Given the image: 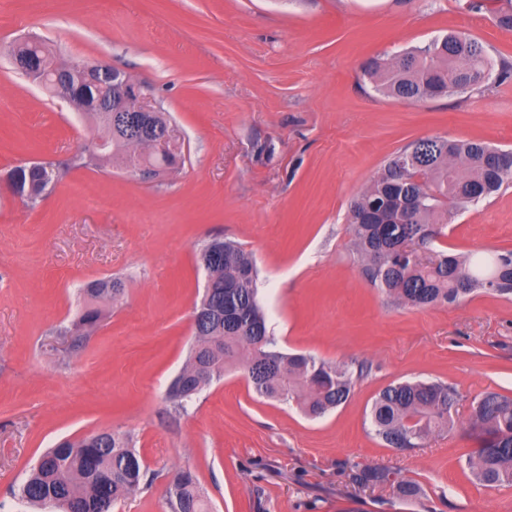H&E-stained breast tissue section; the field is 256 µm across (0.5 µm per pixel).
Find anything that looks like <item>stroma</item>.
Segmentation results:
<instances>
[{"mask_svg": "<svg viewBox=\"0 0 512 512\" xmlns=\"http://www.w3.org/2000/svg\"><path fill=\"white\" fill-rule=\"evenodd\" d=\"M0 0V512H57L18 496L62 439L129 433L155 480L112 512H167L181 469L210 512H512V487L476 483L471 405L512 395V299L479 294L427 308L391 302L353 252L351 203L386 160L426 137L512 148V78L404 103L364 65L453 31L512 62L507 0ZM57 62H106L149 89L182 160L159 175L122 160L71 167L97 131L10 61L23 41ZM59 177L36 206L3 179L29 161ZM253 252L259 299L280 350L343 363L359 379L318 418L257 395L239 368L187 410L166 397L194 342L209 239ZM434 250H512V186L449 219ZM116 277L95 333L77 336L83 286ZM445 382L459 398L447 430L412 450L372 432L383 388ZM367 468L415 484L416 499L364 487Z\"/></svg>", "mask_w": 512, "mask_h": 512, "instance_id": "35a3bbf8", "label": "stroma"}]
</instances>
